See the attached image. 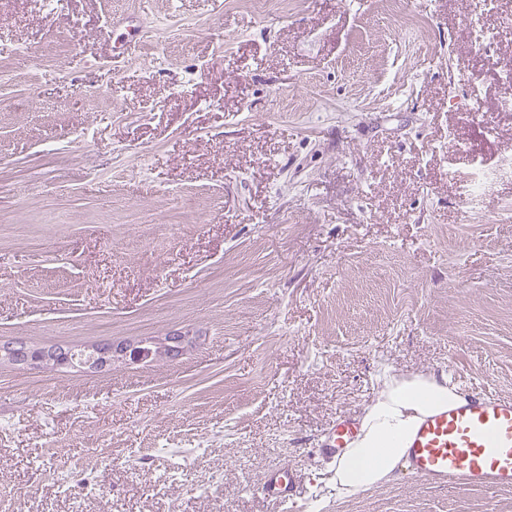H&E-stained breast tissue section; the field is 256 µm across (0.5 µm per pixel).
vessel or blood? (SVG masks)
<instances>
[{"mask_svg": "<svg viewBox=\"0 0 512 512\" xmlns=\"http://www.w3.org/2000/svg\"><path fill=\"white\" fill-rule=\"evenodd\" d=\"M360 426L338 421L322 445L328 457L352 447ZM403 464L421 482L445 488L512 490V398L467 393L448 407L423 416L407 440ZM265 497L285 507L307 495L292 472H271Z\"/></svg>", "mask_w": 512, "mask_h": 512, "instance_id": "1", "label": "vessel or blood"}]
</instances>
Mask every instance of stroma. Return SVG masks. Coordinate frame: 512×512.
I'll use <instances>...</instances> for the list:
<instances>
[{
  "mask_svg": "<svg viewBox=\"0 0 512 512\" xmlns=\"http://www.w3.org/2000/svg\"><path fill=\"white\" fill-rule=\"evenodd\" d=\"M509 57L512 0H0V338L190 339L0 366L7 512H277L275 468L301 512H512L401 465L340 498L316 453L388 368L512 396ZM309 487L302 484L298 476L291 471H273L262 487L265 497L272 500L278 508L293 503L297 498L308 494Z\"/></svg>",
  "mask_w": 512,
  "mask_h": 512,
  "instance_id": "obj_1",
  "label": "stroma"
}]
</instances>
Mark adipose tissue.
<instances>
[{
    "label": "adipose tissue",
    "instance_id": "1",
    "mask_svg": "<svg viewBox=\"0 0 512 512\" xmlns=\"http://www.w3.org/2000/svg\"><path fill=\"white\" fill-rule=\"evenodd\" d=\"M457 397L455 386L445 379L394 376L385 380L364 410L353 447L325 464L337 492L353 497L388 480L419 420Z\"/></svg>",
    "mask_w": 512,
    "mask_h": 512
}]
</instances>
